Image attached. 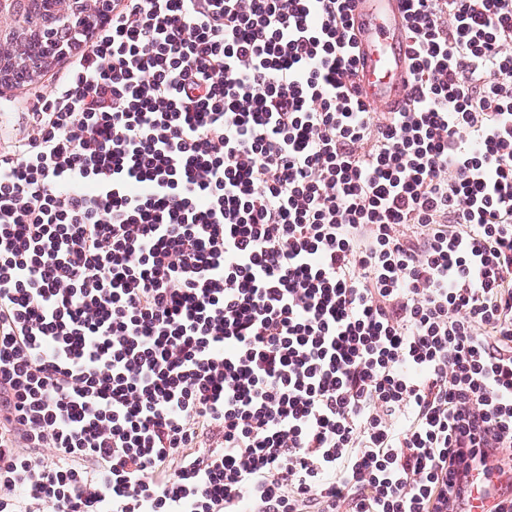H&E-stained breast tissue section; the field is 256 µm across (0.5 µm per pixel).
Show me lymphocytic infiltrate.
<instances>
[{
  "label": "lymphocytic infiltrate",
  "instance_id": "1",
  "mask_svg": "<svg viewBox=\"0 0 512 512\" xmlns=\"http://www.w3.org/2000/svg\"><path fill=\"white\" fill-rule=\"evenodd\" d=\"M0 112V512H454L512 461V0H84ZM364 93L381 112H393L409 93L403 0H355Z\"/></svg>",
  "mask_w": 512,
  "mask_h": 512
}]
</instances>
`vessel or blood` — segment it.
<instances>
[{"mask_svg":"<svg viewBox=\"0 0 512 512\" xmlns=\"http://www.w3.org/2000/svg\"><path fill=\"white\" fill-rule=\"evenodd\" d=\"M362 87L374 107L392 112L409 93L403 0H354Z\"/></svg>","mask_w":512,"mask_h":512,"instance_id":"b4317fda","label":"vessel or blood"}]
</instances>
